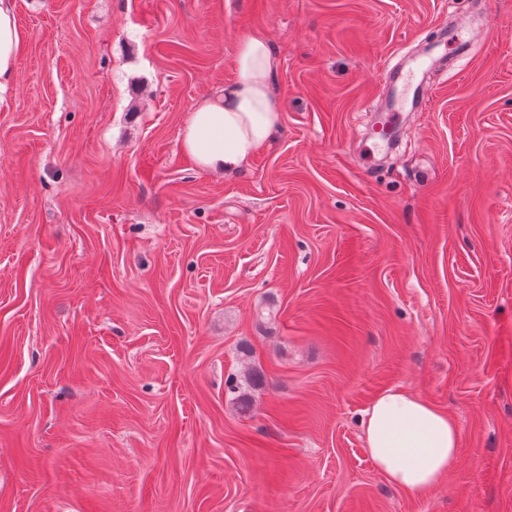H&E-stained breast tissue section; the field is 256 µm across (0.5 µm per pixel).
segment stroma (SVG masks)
<instances>
[{
  "instance_id": "obj_1",
  "label": "stroma",
  "mask_w": 512,
  "mask_h": 512,
  "mask_svg": "<svg viewBox=\"0 0 512 512\" xmlns=\"http://www.w3.org/2000/svg\"><path fill=\"white\" fill-rule=\"evenodd\" d=\"M467 13V54L429 67ZM17 21L0 512H512V0H17ZM256 29L283 128L246 172H201L183 122ZM406 58L432 90L380 144ZM388 388L460 428L420 497L365 447Z\"/></svg>"
}]
</instances>
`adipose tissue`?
<instances>
[{
    "mask_svg": "<svg viewBox=\"0 0 512 512\" xmlns=\"http://www.w3.org/2000/svg\"><path fill=\"white\" fill-rule=\"evenodd\" d=\"M22 45L16 0H0V94L16 81ZM276 66L264 32L242 37L236 79L194 103L182 127L181 147L200 170L237 174L272 144L284 123L281 104L270 88ZM364 427L375 466L410 495L428 492L458 463V424L409 390L391 388L377 395Z\"/></svg>",
    "mask_w": 512,
    "mask_h": 512,
    "instance_id": "ef3b65f1",
    "label": "adipose tissue"
}]
</instances>
